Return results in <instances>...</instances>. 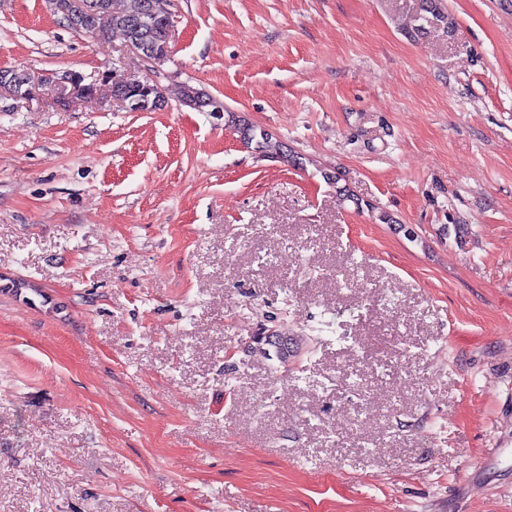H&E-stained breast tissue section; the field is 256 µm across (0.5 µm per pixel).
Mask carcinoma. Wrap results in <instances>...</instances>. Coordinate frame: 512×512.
<instances>
[{
  "label": "carcinoma",
  "instance_id": "carcinoma-1",
  "mask_svg": "<svg viewBox=\"0 0 512 512\" xmlns=\"http://www.w3.org/2000/svg\"><path fill=\"white\" fill-rule=\"evenodd\" d=\"M148 0H48L51 10L77 34H91L97 41L112 38L115 30L127 39L137 41L143 55L159 50L168 38L167 26L159 21L146 18L143 10ZM423 15L421 23L411 30V36L424 33L426 27H433L447 20L442 0H421ZM224 124L235 128L240 140L261 157L281 159L293 166L301 165L285 151L284 143L265 129L249 123H242L234 112L224 110Z\"/></svg>",
  "mask_w": 512,
  "mask_h": 512
}]
</instances>
